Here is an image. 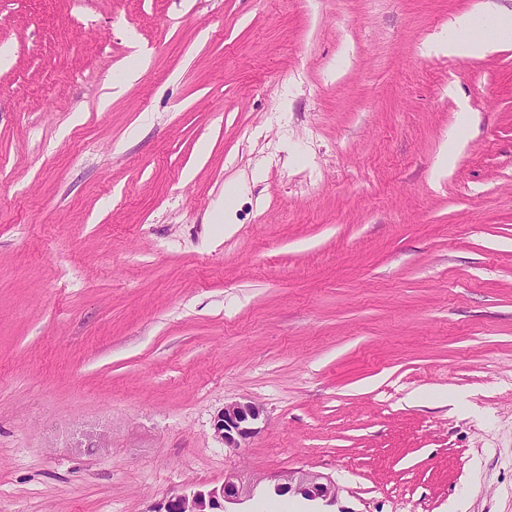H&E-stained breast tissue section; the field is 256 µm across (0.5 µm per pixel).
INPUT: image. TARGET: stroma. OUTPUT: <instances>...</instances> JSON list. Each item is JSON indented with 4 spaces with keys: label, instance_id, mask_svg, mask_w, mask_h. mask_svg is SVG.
Segmentation results:
<instances>
[{
    "label": "stroma",
    "instance_id": "1",
    "mask_svg": "<svg viewBox=\"0 0 512 512\" xmlns=\"http://www.w3.org/2000/svg\"><path fill=\"white\" fill-rule=\"evenodd\" d=\"M485 2L0 0V512H512V40L420 51ZM262 408L251 400L232 401L224 405L217 417L214 429L217 437L224 441V447L232 450L242 448L248 439L258 431ZM339 493L340 488L330 477L305 470L285 472L267 488L269 496H300L307 501H321L327 506L336 505ZM260 482L242 480L236 473H229L219 486L165 496L152 503L148 512H250L228 510L227 505L252 500Z\"/></svg>",
    "mask_w": 512,
    "mask_h": 512
}]
</instances>
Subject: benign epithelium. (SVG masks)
Instances as JSON below:
<instances>
[{
    "label": "benign epithelium",
    "mask_w": 512,
    "mask_h": 512,
    "mask_svg": "<svg viewBox=\"0 0 512 512\" xmlns=\"http://www.w3.org/2000/svg\"><path fill=\"white\" fill-rule=\"evenodd\" d=\"M262 408L251 400L232 401L224 405L214 429L224 447L236 450L257 433ZM109 436L91 432L73 442L75 448H106ZM259 481L244 480L235 473L224 476V482L208 489H196L165 496L152 503L148 512H230L228 506L242 504L254 498ZM340 488L330 477L311 471H288L267 488V495L299 496L307 501H321L332 506L338 501Z\"/></svg>",
    "instance_id": "benign-epithelium-1"
}]
</instances>
